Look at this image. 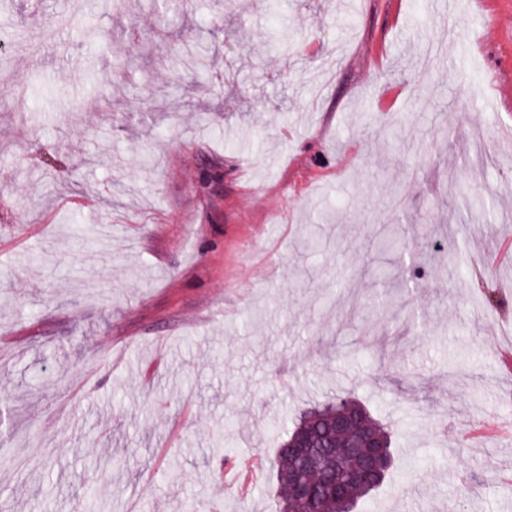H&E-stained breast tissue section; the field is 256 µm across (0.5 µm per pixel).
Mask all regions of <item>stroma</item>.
I'll list each match as a JSON object with an SVG mask.
<instances>
[{
	"instance_id": "1",
	"label": "stroma",
	"mask_w": 512,
	"mask_h": 512,
	"mask_svg": "<svg viewBox=\"0 0 512 512\" xmlns=\"http://www.w3.org/2000/svg\"><path fill=\"white\" fill-rule=\"evenodd\" d=\"M187 2L0 0V512H274L347 392L397 434L359 512H512V438L462 436L512 424V0Z\"/></svg>"
}]
</instances>
